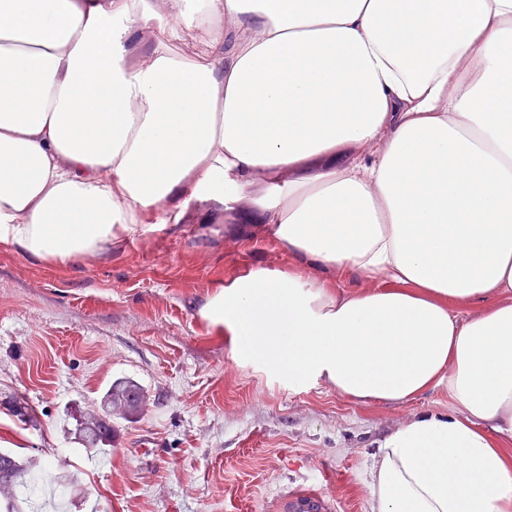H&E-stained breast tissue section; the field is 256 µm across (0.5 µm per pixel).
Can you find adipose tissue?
Here are the masks:
<instances>
[{"label":"adipose tissue","mask_w":512,"mask_h":512,"mask_svg":"<svg viewBox=\"0 0 512 512\" xmlns=\"http://www.w3.org/2000/svg\"><path fill=\"white\" fill-rule=\"evenodd\" d=\"M206 199L375 284L250 269L202 311L239 361L459 407L379 442L371 512H512V0H0L1 244L64 264Z\"/></svg>","instance_id":"adipose-tissue-1"}]
</instances>
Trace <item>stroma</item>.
Here are the masks:
<instances>
[{
  "label": "stroma",
  "mask_w": 512,
  "mask_h": 512,
  "mask_svg": "<svg viewBox=\"0 0 512 512\" xmlns=\"http://www.w3.org/2000/svg\"><path fill=\"white\" fill-rule=\"evenodd\" d=\"M254 267L293 271L337 294L368 292L359 273L313 267L269 225L217 203H192L168 224L58 265L0 245V449L31 463L22 512H283L315 493L332 512H370V455L422 415L455 406L440 387L407 402L337 396L325 381L288 386L240 363L201 312ZM148 400L113 416L112 450L75 441L79 412L114 380Z\"/></svg>",
  "instance_id": "stroma-1"
}]
</instances>
